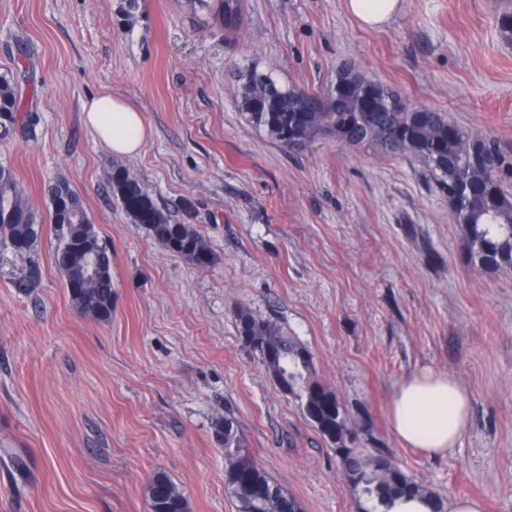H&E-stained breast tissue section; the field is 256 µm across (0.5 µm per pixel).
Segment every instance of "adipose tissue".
<instances>
[{"instance_id":"1","label":"adipose tissue","mask_w":512,"mask_h":512,"mask_svg":"<svg viewBox=\"0 0 512 512\" xmlns=\"http://www.w3.org/2000/svg\"><path fill=\"white\" fill-rule=\"evenodd\" d=\"M349 13L364 27H384L402 8V0H346ZM83 119L114 154L137 153L147 138L140 112L104 90L82 107ZM389 421L398 440L431 456H445L467 431L470 395L453 375L423 371L405 378L389 401Z\"/></svg>"}]
</instances>
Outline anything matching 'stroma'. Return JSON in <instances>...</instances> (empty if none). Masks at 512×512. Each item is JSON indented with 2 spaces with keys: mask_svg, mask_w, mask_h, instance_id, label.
Returning <instances> with one entry per match:
<instances>
[{
  "mask_svg": "<svg viewBox=\"0 0 512 512\" xmlns=\"http://www.w3.org/2000/svg\"><path fill=\"white\" fill-rule=\"evenodd\" d=\"M512 0H404L385 28L346 0H243L238 31L189 0H0V74L32 119L0 136V165L41 215L49 184L79 192L112 248L113 312L82 318L44 227L31 251L0 247V512H149L161 471L190 512H237L215 417H234L256 461L304 512H362L332 444L239 336L246 308L312 354L352 425L344 445L391 456L444 499L512 512V270L484 274L423 169L324 136L270 139L234 89L254 68L325 89L347 62L414 105L512 155ZM109 89L148 136L118 158L82 119ZM129 166L213 255L200 267L132 223L112 194ZM455 375L470 426L432 457L392 433L388 403L411 374Z\"/></svg>",
  "mask_w": 512,
  "mask_h": 512,
  "instance_id": "35a3bbf8",
  "label": "stroma"
}]
</instances>
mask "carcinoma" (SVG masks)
<instances>
[{
	"label": "carcinoma",
	"mask_w": 512,
	"mask_h": 512,
	"mask_svg": "<svg viewBox=\"0 0 512 512\" xmlns=\"http://www.w3.org/2000/svg\"><path fill=\"white\" fill-rule=\"evenodd\" d=\"M209 11L214 25L228 31L224 14L242 15V0H190ZM237 103L248 120L279 142L296 137L306 144L329 135L348 145L368 144L386 157L417 162L437 188L448 194L456 223L464 229L468 261L495 273L512 269V165L501 146L483 133L461 128L442 112L410 104L392 86L367 78L355 66H343L325 94L297 85H280L272 75L256 70L239 76ZM26 121L21 114L18 81L0 74V125L10 128ZM112 194L133 223L193 264L212 263L211 252L191 224H178L157 206L141 181L122 164H112ZM53 259L65 284L82 283L69 296L77 313L89 320L112 319V251L91 220L81 195L65 180L49 186ZM43 219L24 197L14 171L0 166V245L17 240L31 250L41 239ZM239 336L252 349L277 384L287 383L305 415L334 445L343 475L358 495L384 504L397 495H416L433 503V512H446V501L410 478L394 460L347 448L351 432L347 413L336 393L316 377L310 351L278 324L256 318L241 308L235 313ZM224 437V488L238 503V512H303L301 502L272 482L256 462L237 421L224 416L215 422ZM149 512H189L179 487L163 472L147 482Z\"/></svg>",
	"instance_id": "cac0c4a2"
}]
</instances>
